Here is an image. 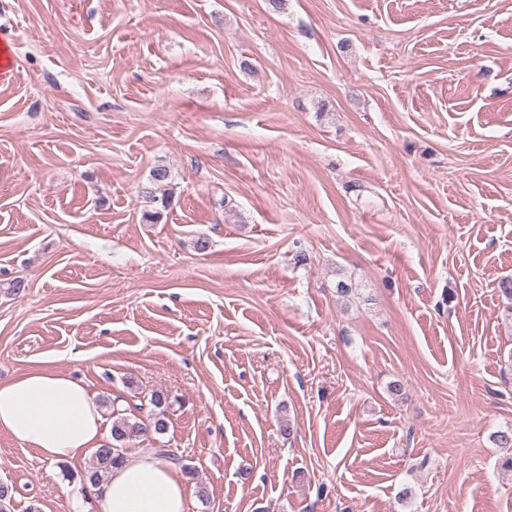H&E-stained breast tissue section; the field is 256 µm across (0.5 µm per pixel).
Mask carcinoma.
<instances>
[{"instance_id":"cac0c4a2","label":"carcinoma","mask_w":512,"mask_h":512,"mask_svg":"<svg viewBox=\"0 0 512 512\" xmlns=\"http://www.w3.org/2000/svg\"><path fill=\"white\" fill-rule=\"evenodd\" d=\"M170 171L164 166H156L150 173L153 189L145 192V198L151 202H160L162 207L169 205L167 186ZM149 406L148 420L135 415L144 406ZM135 404L121 407L118 401L112 402V442L103 444L92 455V461L81 480L82 489L98 484L106 477L113 465L121 461L124 444L130 438L149 430L162 434L167 429L165 412L172 405L171 396L163 390H154L148 398V404Z\"/></svg>"}]
</instances>
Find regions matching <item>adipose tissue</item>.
I'll return each instance as SVG.
<instances>
[{
	"label": "adipose tissue",
	"instance_id": "ef3b65f1",
	"mask_svg": "<svg viewBox=\"0 0 512 512\" xmlns=\"http://www.w3.org/2000/svg\"><path fill=\"white\" fill-rule=\"evenodd\" d=\"M103 418L94 396L69 376L36 368L0 383V435L50 462L98 448ZM189 478L150 450L125 453L95 491L99 512H189Z\"/></svg>",
	"mask_w": 512,
	"mask_h": 512
}]
</instances>
